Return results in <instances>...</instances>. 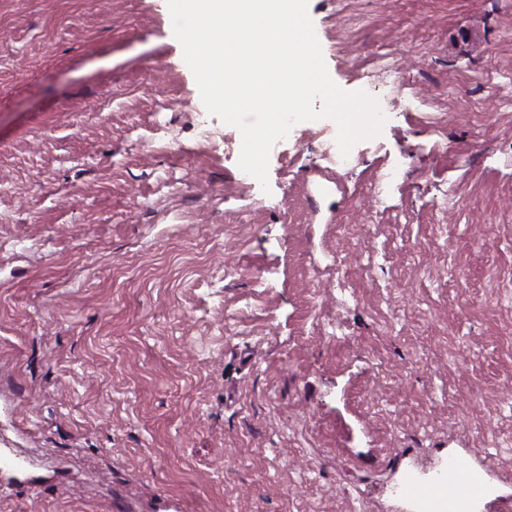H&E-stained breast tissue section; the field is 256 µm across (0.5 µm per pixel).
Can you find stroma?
Instances as JSON below:
<instances>
[{
	"mask_svg": "<svg viewBox=\"0 0 512 512\" xmlns=\"http://www.w3.org/2000/svg\"><path fill=\"white\" fill-rule=\"evenodd\" d=\"M308 13L388 121L348 168L294 125L265 191L166 0H0V512L512 501V0ZM484 490V476L481 471L451 465L439 486H415L413 493L422 498L436 496L443 512H458L462 502L480 497Z\"/></svg>",
	"mask_w": 512,
	"mask_h": 512,
	"instance_id": "stroma-1",
	"label": "stroma"
}]
</instances>
